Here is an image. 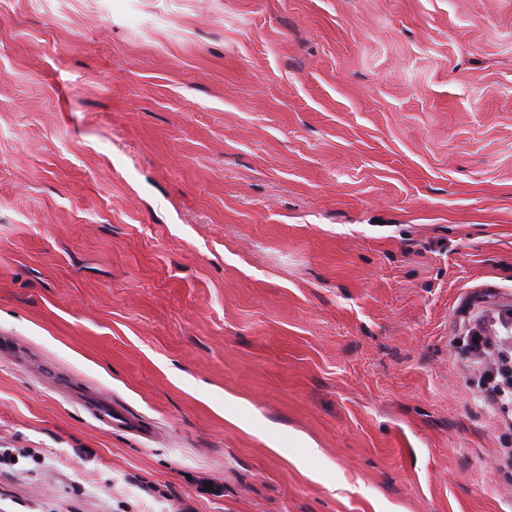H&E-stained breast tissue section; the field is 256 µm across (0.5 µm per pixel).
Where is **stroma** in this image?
I'll return each instance as SVG.
<instances>
[{"label":"stroma","instance_id":"35a3bbf8","mask_svg":"<svg viewBox=\"0 0 512 512\" xmlns=\"http://www.w3.org/2000/svg\"><path fill=\"white\" fill-rule=\"evenodd\" d=\"M490 306L512 0H0V512H512ZM474 317L452 345L475 372L470 383L478 406L495 415L512 406V309H481Z\"/></svg>","mask_w":512,"mask_h":512}]
</instances>
